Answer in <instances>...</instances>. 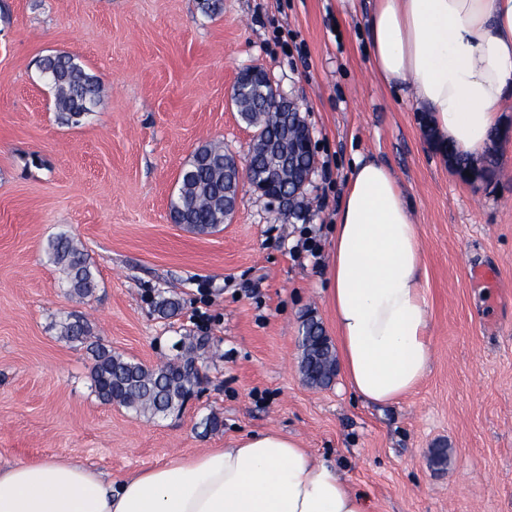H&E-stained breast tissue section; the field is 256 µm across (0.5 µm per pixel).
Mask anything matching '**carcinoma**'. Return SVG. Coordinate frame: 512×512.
<instances>
[{"instance_id": "carcinoma-1", "label": "carcinoma", "mask_w": 512, "mask_h": 512, "mask_svg": "<svg viewBox=\"0 0 512 512\" xmlns=\"http://www.w3.org/2000/svg\"><path fill=\"white\" fill-rule=\"evenodd\" d=\"M39 70L56 95L57 110L74 120L79 112L97 106L102 85L87 73L74 56L57 53L43 57ZM243 107L240 119L255 129L259 141L279 140L281 124L279 107L270 83L265 80L243 81L233 87ZM231 153L224 144L214 142L198 147L182 169L178 193L170 204L174 223L205 233L224 223V160ZM456 169L476 171L488 177L495 164L494 152L480 168L466 157L448 150ZM281 152H256L247 159V178L260 181L269 168L282 165ZM51 263L66 275V286L79 297H89L97 287L92 264L82 247L70 236L59 234L48 245ZM87 326L76 320L61 325V336L70 342L87 339ZM198 341L183 352L156 366H146L102 345L92 348L94 363L91 378L98 398L106 403H118L143 416L164 417L180 410L200 384L195 367V354L203 348ZM302 359L300 370L306 381L314 386H326L336 371V355L322 325L310 318L303 324Z\"/></svg>"}]
</instances>
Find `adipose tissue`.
<instances>
[{
  "label": "adipose tissue",
  "mask_w": 512,
  "mask_h": 512,
  "mask_svg": "<svg viewBox=\"0 0 512 512\" xmlns=\"http://www.w3.org/2000/svg\"><path fill=\"white\" fill-rule=\"evenodd\" d=\"M372 70L422 105L439 150L476 158L512 90V0H373ZM328 298L351 389L386 404L426 375L430 312L418 226L390 168L355 155L335 219ZM0 512H367L295 437L250 433L120 482L67 458L0 464Z\"/></svg>",
  "instance_id": "adipose-tissue-1"
}]
</instances>
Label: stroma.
I'll return each mask as SVG.
<instances>
[{"mask_svg": "<svg viewBox=\"0 0 512 512\" xmlns=\"http://www.w3.org/2000/svg\"><path fill=\"white\" fill-rule=\"evenodd\" d=\"M0 0V463L72 458L121 480L180 456L277 430L336 464L369 512H512V93L500 106L490 180L466 182L433 146L424 113L388 89L366 52L368 0ZM68 53L103 86L92 114L61 120L39 77ZM258 66L299 99L312 133L309 209L285 215L242 187L234 218L193 234L170 218L197 146L246 159L253 131L228 95ZM387 164L420 233L430 370L398 402L361 400L343 374L308 384L304 321L328 337L330 235L355 154ZM320 261L291 248L304 232ZM79 240L98 286L71 296L48 260ZM177 315L154 313L157 295ZM92 341L146 365L208 339L202 385L148 420L103 403ZM222 425L206 428L208 417ZM448 453L443 467L433 449Z\"/></svg>", "mask_w": 512, "mask_h": 512, "instance_id": "1", "label": "stroma"}]
</instances>
